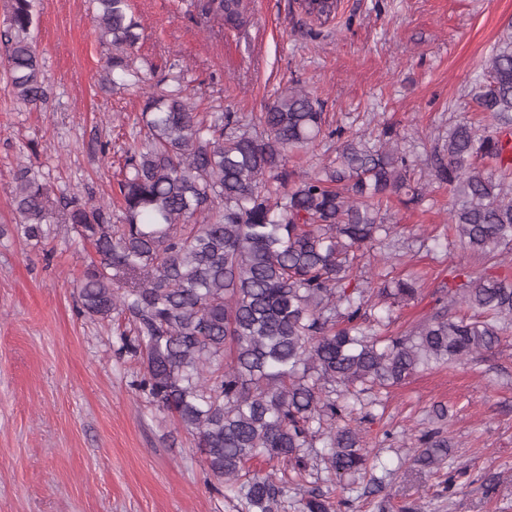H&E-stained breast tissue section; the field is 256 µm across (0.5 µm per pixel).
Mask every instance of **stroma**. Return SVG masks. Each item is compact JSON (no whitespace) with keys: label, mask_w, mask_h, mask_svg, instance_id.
I'll list each match as a JSON object with an SVG mask.
<instances>
[{"label":"stroma","mask_w":512,"mask_h":512,"mask_svg":"<svg viewBox=\"0 0 512 512\" xmlns=\"http://www.w3.org/2000/svg\"><path fill=\"white\" fill-rule=\"evenodd\" d=\"M188 3L132 0L142 65L178 64L205 106L246 120L301 80L333 124L369 136L391 125L414 157L473 118L468 84L512 32V0H340L326 27L297 0H250L243 24L221 28ZM93 12L91 0H34L44 104L17 102L0 75V512H241L207 482L191 436L137 391L140 365L117 354V324L80 313L91 246L67 224L40 242L17 228L15 170L32 168L55 195L105 202L138 130L142 100L107 81L112 48ZM391 216L399 255L385 270L420 279L414 302L393 311L401 326L431 312L450 267L477 259L448 234L447 188L393 203ZM372 413L364 440L381 464L343 490L349 512H512V329L490 352L378 394ZM435 428L450 456L418 472L417 439Z\"/></svg>","instance_id":"stroma-1"}]
</instances>
